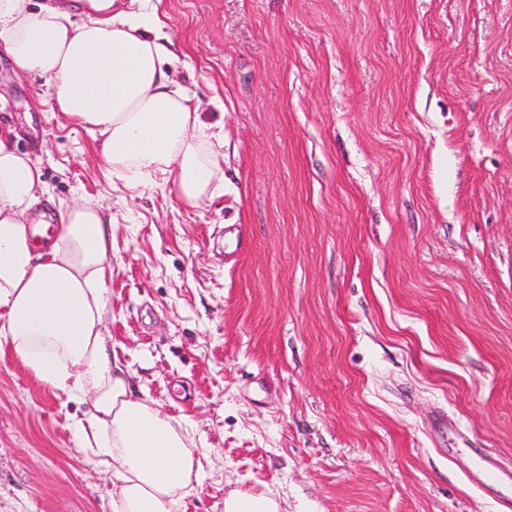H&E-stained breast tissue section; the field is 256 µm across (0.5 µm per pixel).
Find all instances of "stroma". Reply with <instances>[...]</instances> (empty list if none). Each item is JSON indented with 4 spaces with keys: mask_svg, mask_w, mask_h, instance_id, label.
<instances>
[{
    "mask_svg": "<svg viewBox=\"0 0 512 512\" xmlns=\"http://www.w3.org/2000/svg\"><path fill=\"white\" fill-rule=\"evenodd\" d=\"M224 190H132L0 56V123L112 219L106 334L208 447L187 512H503L433 445L512 464V0H162ZM82 406L0 350V512H112ZM435 427L438 433L442 435L444 441L448 442V452L452 455L459 456V441L462 440L464 447L471 448L465 443V437L458 430L455 422L444 415H438L435 418ZM281 504L264 493L234 490L224 498V512H281Z\"/></svg>",
    "mask_w": 512,
    "mask_h": 512,
    "instance_id": "obj_1",
    "label": "stroma"
}]
</instances>
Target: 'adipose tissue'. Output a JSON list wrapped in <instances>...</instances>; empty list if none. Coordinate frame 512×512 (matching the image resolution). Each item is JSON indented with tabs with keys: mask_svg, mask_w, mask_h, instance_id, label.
Returning <instances> with one entry per match:
<instances>
[{
	"mask_svg": "<svg viewBox=\"0 0 512 512\" xmlns=\"http://www.w3.org/2000/svg\"><path fill=\"white\" fill-rule=\"evenodd\" d=\"M156 0H80L32 10L0 0V51L17 73L45 77L65 116L89 130L113 176L131 188L163 180L195 207L223 180V131L202 121L170 77L175 55ZM0 127V346L68 400L90 402L76 419L78 447L116 479L112 512H181L204 449L151 400L134 394L128 364L103 325L112 277V232L101 206L59 209L53 243L35 251L44 223L41 170Z\"/></svg>",
	"mask_w": 512,
	"mask_h": 512,
	"instance_id": "ef3b65f1",
	"label": "adipose tissue"
}]
</instances>
